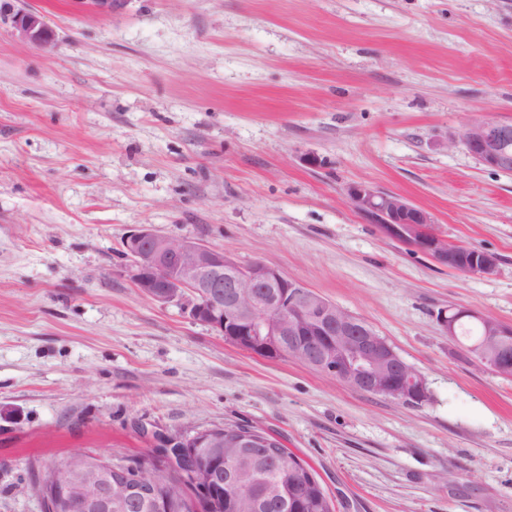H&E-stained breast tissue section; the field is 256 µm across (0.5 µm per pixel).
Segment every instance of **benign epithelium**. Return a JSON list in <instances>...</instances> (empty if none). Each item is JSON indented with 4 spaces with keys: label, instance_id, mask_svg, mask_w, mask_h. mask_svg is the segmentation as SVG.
Masks as SVG:
<instances>
[{
    "label": "benign epithelium",
    "instance_id": "obj_1",
    "mask_svg": "<svg viewBox=\"0 0 512 512\" xmlns=\"http://www.w3.org/2000/svg\"><path fill=\"white\" fill-rule=\"evenodd\" d=\"M0 22L14 35L50 51L55 31L30 7L7 5ZM448 146H461L479 161L512 172V124L484 115L467 123ZM346 195L364 218H374L385 231L418 246L451 269L481 276L494 274L498 258L477 248L452 249L435 232L428 213L403 197L367 184H351ZM127 260L124 273L146 299L180 306L188 317L207 325L235 345L253 353L294 356L304 364L364 392L394 390L403 403H424L427 381L395 348L366 323L262 261L238 264L226 251L190 238H174L142 224L122 241ZM230 290L224 298V289ZM482 326L481 347L493 346L490 364L497 375L512 376V328L471 310ZM239 448L274 442L273 435L244 426H214L192 433L158 435V451L149 464L127 467L112 457L75 453L67 456L69 470L46 480L37 478L44 512H112L116 504L148 505L154 512H186L190 491L167 471V463L187 455L192 459L193 484L204 492L223 481L226 503L236 512L248 481L246 470L224 460V438Z\"/></svg>",
    "mask_w": 512,
    "mask_h": 512
}]
</instances>
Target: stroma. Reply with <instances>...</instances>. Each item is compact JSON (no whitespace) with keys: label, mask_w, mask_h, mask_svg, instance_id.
I'll list each match as a JSON object with an SVG mask.
<instances>
[{"label":"stroma","mask_w":512,"mask_h":512,"mask_svg":"<svg viewBox=\"0 0 512 512\" xmlns=\"http://www.w3.org/2000/svg\"><path fill=\"white\" fill-rule=\"evenodd\" d=\"M47 52L0 23V512H42L38 468L154 457L155 432H269L335 512H512V378L438 323L512 327V173L449 147L512 123V0H25ZM318 157L319 166L306 162ZM363 183L427 212L493 276L439 265L350 204ZM262 261L366 321L428 403L266 358L143 298L122 238Z\"/></svg>","instance_id":"1"}]
</instances>
